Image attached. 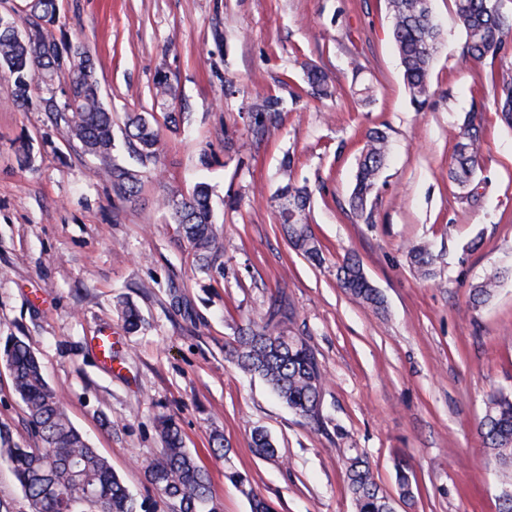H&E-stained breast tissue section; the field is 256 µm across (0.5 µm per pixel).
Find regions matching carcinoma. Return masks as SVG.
<instances>
[{"label":"carcinoma","mask_w":512,"mask_h":512,"mask_svg":"<svg viewBox=\"0 0 512 512\" xmlns=\"http://www.w3.org/2000/svg\"><path fill=\"white\" fill-rule=\"evenodd\" d=\"M386 2L403 82L412 103L420 109L432 96L430 74L441 30L432 10L415 11L413 0ZM496 3L498 0H453V11L466 35L463 56L478 63L490 61L485 79L500 89L497 112L512 127V67L504 66V59L512 50V20L495 7ZM59 19L57 0H22L19 6L1 13L0 76L12 82L18 106L37 101L41 111L63 127L74 150L103 162L101 172L115 198L121 203L130 202L141 192L142 175L109 163L114 122L101 98L94 58L84 44L56 37ZM306 82L318 97L332 95L329 79L318 67L307 71ZM243 109L260 128L265 113L282 112L287 109V102L267 95L256 102H243ZM124 134L129 154L141 166H158L163 129L153 114L126 115ZM389 153L385 132L378 128L369 131L350 195L352 210H366ZM482 155V136L466 117L456 135L450 180L460 188L468 187ZM279 200V220L289 246L318 266L325 263L323 245L307 224L308 188L290 178L280 188ZM164 204L178 224L197 269L209 272L224 252V238L212 221L209 185L200 182L189 195L167 197ZM409 259L422 277L434 275V258L424 246H412ZM499 279L495 273L473 286V307L493 296ZM336 280L360 303L375 310L384 308L383 296L367 278L359 259L348 257L336 264ZM118 314L127 331L135 332L141 327V313L133 302H121ZM281 318V308L271 307L263 323L239 331L227 357L241 371L263 378L292 412L321 426L323 376L317 358L305 338L279 329ZM0 362L11 373L37 443L34 448H23L0 428V462L14 474L29 512H98L92 499L97 494L104 497L102 506L106 512H147L145 501L129 490L108 460L72 424L29 345L18 338L6 340L0 347ZM157 430L162 448L160 456L145 467L147 482L171 505L172 512H219L208 476L185 448L175 420L160 416ZM478 430L497 467L499 484L512 488L511 394L490 396ZM252 447L264 457L276 452L271 438L259 429L253 434ZM226 477L248 500L250 512H270L247 476L231 469ZM396 479L404 496L413 498V476L405 465H399ZM345 488L355 512H395L369 462L359 455L350 459Z\"/></svg>","instance_id":"obj_1"}]
</instances>
